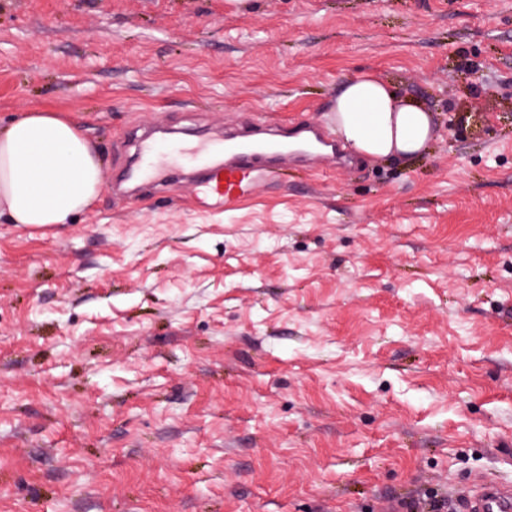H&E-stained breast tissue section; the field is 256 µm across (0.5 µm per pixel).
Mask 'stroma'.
Returning a JSON list of instances; mask_svg holds the SVG:
<instances>
[{
    "label": "stroma",
    "instance_id": "obj_1",
    "mask_svg": "<svg viewBox=\"0 0 512 512\" xmlns=\"http://www.w3.org/2000/svg\"><path fill=\"white\" fill-rule=\"evenodd\" d=\"M372 72L409 163L227 212L120 181L128 135L328 124ZM72 116L105 182L0 223V512H385L512 483V0H0V126Z\"/></svg>",
    "mask_w": 512,
    "mask_h": 512
}]
</instances>
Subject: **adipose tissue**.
Segmentation results:
<instances>
[{
	"instance_id": "adipose-tissue-1",
	"label": "adipose tissue",
	"mask_w": 512,
	"mask_h": 512,
	"mask_svg": "<svg viewBox=\"0 0 512 512\" xmlns=\"http://www.w3.org/2000/svg\"><path fill=\"white\" fill-rule=\"evenodd\" d=\"M331 110L345 145L369 162L421 156L433 137L430 112L367 72L345 80ZM103 177L96 146L75 121L56 112L28 109L0 130L4 223H68L96 200Z\"/></svg>"
}]
</instances>
